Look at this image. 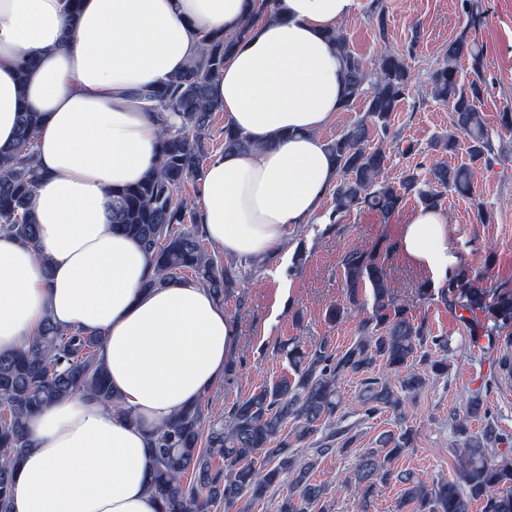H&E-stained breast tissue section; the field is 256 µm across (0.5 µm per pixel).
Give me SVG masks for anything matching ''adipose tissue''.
Here are the masks:
<instances>
[{"mask_svg":"<svg viewBox=\"0 0 512 512\" xmlns=\"http://www.w3.org/2000/svg\"><path fill=\"white\" fill-rule=\"evenodd\" d=\"M245 0H0V145L17 116L42 115L37 240L0 232V353L45 320L102 334L112 389L129 423L81 395L33 422L11 512H159L147 490L151 430L224 375L235 326L197 283L146 287L149 256L112 223V191L158 160L143 90L162 86L198 51L233 38L216 92L224 122L255 143L213 152L197 183L201 229L228 259L287 258L288 232L310 223L336 184L321 131L343 109L345 69L327 37L358 0H275L243 26ZM34 59L26 81L18 64ZM401 251L445 281L461 264L442 210L405 220Z\"/></svg>","mask_w":512,"mask_h":512,"instance_id":"adipose-tissue-1","label":"adipose tissue"}]
</instances>
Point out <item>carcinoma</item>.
Wrapping results in <instances>:
<instances>
[{"mask_svg": "<svg viewBox=\"0 0 512 512\" xmlns=\"http://www.w3.org/2000/svg\"><path fill=\"white\" fill-rule=\"evenodd\" d=\"M463 9L468 27L483 23L477 0H464ZM328 37L345 63V108L362 97L366 103L365 117L327 142L338 175L331 221H340L360 206L388 219L413 191L423 205L433 207L440 206L443 190L471 194L472 165L487 164L499 154L495 130L478 110L480 82L474 79L465 85L459 76L458 61L465 56L480 74L483 54L476 43L465 36L449 43L427 90L433 101L448 107L454 129L467 137L469 163H436L425 181L409 172L396 186L384 177L386 147L371 145V137L375 130L387 132L392 114L405 99L411 84L408 62L402 54L386 53L371 73L340 31L334 29ZM231 48L232 42L222 36L202 35L197 54L181 72L142 94L157 124L158 164L137 185L113 191L112 223L136 238L149 255L153 273L148 287L180 281L189 272L221 300L235 283L234 263L203 246L199 216L174 200L203 172L210 127L215 114L223 111L215 84ZM40 133V114L26 109L19 115L15 141L0 147V230L33 247V199L42 178L36 159ZM252 147L248 137L224 128V152ZM342 267L350 303L358 305L363 287L371 289L375 301L372 315L361 322L359 336L349 348L338 352L326 338L310 349L300 340L283 342L279 350L291 374L234 403L226 419L205 430L202 410L195 404L151 431L149 490L160 500L162 512H211L221 504L229 510L242 497L261 499L284 481L289 490L277 512H328V487L313 482L315 461L301 458L297 447L311 440L316 445L312 452L323 457L354 442L352 426L340 415L339 384L345 373L362 374L381 360L397 376L395 384L376 375L362 380L360 412L370 419L387 410L402 411L406 401L425 388L427 379L408 369L414 360L426 364L434 376L447 371L440 354L448 352V338L429 335L410 315V308L396 304L385 261L371 251L355 249L344 256ZM440 298L451 310L482 312L493 321L490 327H472L477 338L512 328V290L492 291L465 267L448 277ZM74 393L135 421L112 391L99 336L47 319L29 343L0 355V512H10L17 471L30 448L32 420L43 408ZM488 413L480 391L472 392L465 413L455 418V432L463 438L455 449L456 478L429 485L392 466L413 447L414 430L402 427L382 434L378 447L359 454L348 483L361 512H368L380 486L392 481L404 486L400 509L470 512L471 501L480 500L482 512H512V453L497 448L503 437L494 428L481 435L471 431V420ZM218 457L222 465L216 467Z\"/></svg>", "mask_w": 512, "mask_h": 512, "instance_id": "carcinoma-1", "label": "carcinoma"}]
</instances>
